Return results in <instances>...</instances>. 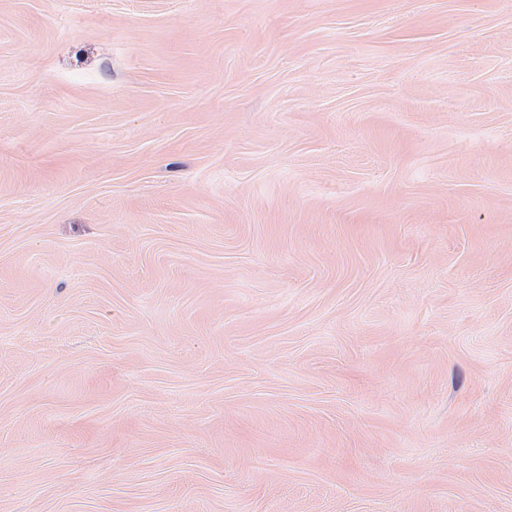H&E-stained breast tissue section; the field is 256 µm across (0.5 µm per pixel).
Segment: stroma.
Here are the masks:
<instances>
[{"label": "stroma", "instance_id": "35a3bbf8", "mask_svg": "<svg viewBox=\"0 0 512 512\" xmlns=\"http://www.w3.org/2000/svg\"><path fill=\"white\" fill-rule=\"evenodd\" d=\"M0 512H512V0H0Z\"/></svg>", "mask_w": 512, "mask_h": 512}]
</instances>
